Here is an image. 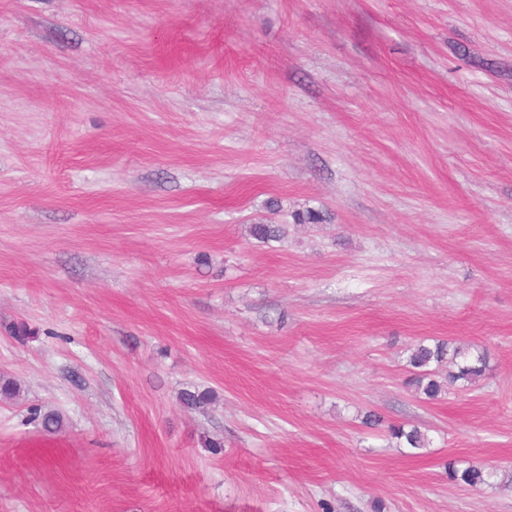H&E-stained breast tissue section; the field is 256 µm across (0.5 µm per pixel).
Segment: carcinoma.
Returning <instances> with one entry per match:
<instances>
[{"label": "carcinoma", "mask_w": 512, "mask_h": 512, "mask_svg": "<svg viewBox=\"0 0 512 512\" xmlns=\"http://www.w3.org/2000/svg\"><path fill=\"white\" fill-rule=\"evenodd\" d=\"M286 233L283 224H254L251 226V235L262 241H280ZM452 366L444 379H439L438 368L444 365ZM408 366H410L411 378L409 385L414 391L424 396L427 400H435L448 392L449 389L459 386L468 388L476 385L485 375L487 369V355L484 351L471 347L451 345L446 341H437L434 344L418 343L409 349ZM20 383L9 376H0V399L13 400L19 397ZM215 399L213 390H185L181 392L182 403L189 408H203ZM34 415L41 420L45 432L50 434L62 430L63 418L55 412L40 413ZM392 435L405 440L407 447L414 449L426 448L430 444L427 434L418 427L405 430L402 426L390 427ZM450 478L461 481L474 487L483 484L490 474L478 466H469L461 471L448 467Z\"/></svg>", "instance_id": "carcinoma-1"}]
</instances>
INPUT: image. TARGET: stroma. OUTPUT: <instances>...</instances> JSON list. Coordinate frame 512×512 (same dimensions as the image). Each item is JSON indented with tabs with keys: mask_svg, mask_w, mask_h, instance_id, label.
Here are the masks:
<instances>
[{
	"mask_svg": "<svg viewBox=\"0 0 512 512\" xmlns=\"http://www.w3.org/2000/svg\"><path fill=\"white\" fill-rule=\"evenodd\" d=\"M3 374L0 512H512V0H0ZM409 352V385L416 394L423 395L427 400L437 399L452 387L475 386L487 369V355L477 347L450 346L447 341H437L432 345L420 342L410 348ZM446 364L453 369L448 370V375L443 380H438L437 377L440 376L436 368Z\"/></svg>",
	"mask_w": 512,
	"mask_h": 512,
	"instance_id": "1",
	"label": "stroma"
}]
</instances>
